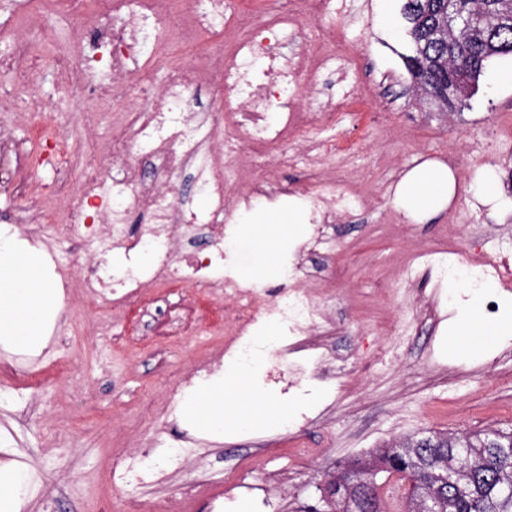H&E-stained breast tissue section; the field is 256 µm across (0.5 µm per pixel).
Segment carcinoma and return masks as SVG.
Listing matches in <instances>:
<instances>
[{
  "instance_id": "1",
  "label": "carcinoma",
  "mask_w": 512,
  "mask_h": 512,
  "mask_svg": "<svg viewBox=\"0 0 512 512\" xmlns=\"http://www.w3.org/2000/svg\"><path fill=\"white\" fill-rule=\"evenodd\" d=\"M483 16L481 28L452 30L442 38L432 35L436 26L454 14ZM403 15L415 47L405 58L406 71L423 96L454 86L447 108L469 107L488 62L512 55V0H405ZM487 431L461 437L438 436L437 447L413 459L414 479L437 484L446 466L459 468L455 484L441 493V512H512V432L498 431V446H486ZM393 448H379L337 466L372 467L378 478L392 471Z\"/></svg>"
}]
</instances>
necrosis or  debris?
Here are the masks:
<instances>
[{"mask_svg":"<svg viewBox=\"0 0 512 512\" xmlns=\"http://www.w3.org/2000/svg\"><path fill=\"white\" fill-rule=\"evenodd\" d=\"M335 10L336 0H266L261 16L241 0H0V72L13 77L0 116L1 189L30 165L14 122L30 115L25 88L34 70L51 64L89 92L80 109L84 136L70 141L58 125L43 139L40 161L57 179L48 189L31 185L12 223L35 225L29 240L52 256L63 240L91 248L80 279L93 305H132L144 315L158 303V290H187L223 306V320H203L193 333L223 338L228 358L247 365L271 348L292 351L297 371L311 367L327 377L320 338L330 321L320 279L296 261L271 295L242 279L227 251L235 224L255 203L303 201L313 229L301 251L335 254L324 228L360 204L334 185L272 174L276 166L326 165L340 149L336 127L352 115L362 78L336 50L345 30L324 22ZM63 18L75 33L62 46ZM208 39L215 47L193 59L191 48ZM319 70L339 75V93L323 102L301 99L299 80ZM203 89L213 104L201 111ZM227 97L238 108L225 110ZM118 98L127 105L117 114ZM104 126L111 134L102 142L96 132ZM187 177L206 192L207 207L180 194ZM49 196L58 202L51 224L42 205ZM423 264L439 287L455 274L445 257L418 250L384 292L412 284ZM467 274L511 290L512 234L498 240L494 254H480Z\"/></svg>","mask_w":512,"mask_h":512,"instance_id":"4bbe7bcc","label":"necrosis or debris"}]
</instances>
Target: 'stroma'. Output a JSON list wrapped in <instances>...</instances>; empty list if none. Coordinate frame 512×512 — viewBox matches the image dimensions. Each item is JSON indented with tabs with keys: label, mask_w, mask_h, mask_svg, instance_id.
Returning <instances> with one entry per match:
<instances>
[{
	"label": "stroma",
	"mask_w": 512,
	"mask_h": 512,
	"mask_svg": "<svg viewBox=\"0 0 512 512\" xmlns=\"http://www.w3.org/2000/svg\"><path fill=\"white\" fill-rule=\"evenodd\" d=\"M347 4L348 15L336 23L348 32L343 50L360 68L367 93L359 113L343 126L341 146L354 150L355 160L274 171L288 182L319 177L365 200L334 226L341 273L331 285L337 330L330 342L344 357L335 378L303 402L253 378L266 401L283 409L285 421L213 435L158 410L169 388L202 358L219 355L220 346L167 330L160 317L141 319L117 306L99 309L94 321L78 319L41 349V364L51 370L41 389H26L18 377L0 373V466L23 456L46 479L26 490V512H126L138 496L159 502L164 512H209L211 496L224 490L225 473L236 470L246 482L259 484L275 469L281 479L271 493L283 512H296L337 463L383 444L419 432L512 430V334L491 349L453 354L449 304H442L440 316L417 320L408 296L379 290L408 254L445 245L441 233L449 215H457L462 226L448 244L460 261L477 253L476 236L512 227V81L505 78L512 56L490 60L469 109L444 112L419 103L409 87L404 58L413 44L402 18L403 0ZM31 81L40 108L69 113L68 133L81 138V102L67 93L65 75L44 66ZM373 112L389 126L380 139L368 129ZM452 153L458 157L457 188L447 212L425 224L403 216L388 223L402 173L427 159L447 161ZM487 172L499 183L494 199L480 188ZM379 317L401 322L402 335H366ZM132 323L138 326L134 337L124 333ZM492 357L498 364L490 372L485 362ZM56 361L66 364L65 373L52 371ZM184 430L197 439L202 466L162 468L159 481L143 487L105 481L106 471L125 454ZM271 440L278 442L281 459L268 455ZM299 442L315 449V456L290 461ZM193 484L199 494L180 503V488Z\"/></svg>",
	"instance_id": "35a3bbf8"
}]
</instances>
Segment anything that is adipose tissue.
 <instances>
[{"mask_svg": "<svg viewBox=\"0 0 512 512\" xmlns=\"http://www.w3.org/2000/svg\"><path fill=\"white\" fill-rule=\"evenodd\" d=\"M456 175L444 163L426 160L408 170L395 190V203L407 218L420 223L446 209L455 197ZM39 251L18 245L0 232V337L21 348H36L45 340L44 316L59 308L55 280L45 276ZM236 381L207 388L205 407L186 405L188 414L213 430L238 418Z\"/></svg>", "mask_w": 512, "mask_h": 512, "instance_id": "ef3b65f1", "label": "adipose tissue"}]
</instances>
